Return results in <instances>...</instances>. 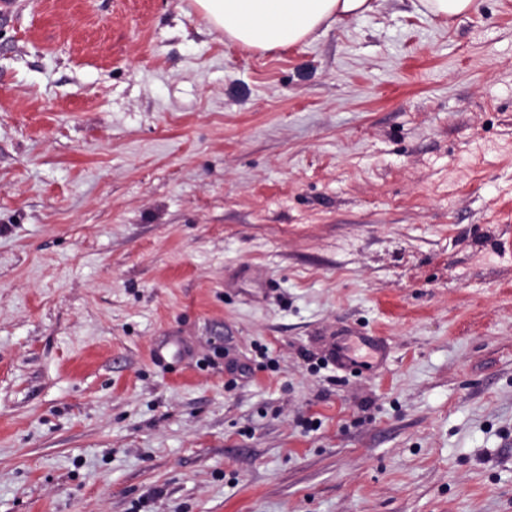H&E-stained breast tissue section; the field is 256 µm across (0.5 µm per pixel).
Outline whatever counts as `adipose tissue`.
Here are the masks:
<instances>
[{"instance_id": "ef3b65f1", "label": "adipose tissue", "mask_w": 512, "mask_h": 512, "mask_svg": "<svg viewBox=\"0 0 512 512\" xmlns=\"http://www.w3.org/2000/svg\"><path fill=\"white\" fill-rule=\"evenodd\" d=\"M203 18L230 40L271 50L297 44L328 21L358 18L370 0H195Z\"/></svg>"}]
</instances>
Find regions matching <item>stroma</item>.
Segmentation results:
<instances>
[{
  "label": "stroma",
  "mask_w": 512,
  "mask_h": 512,
  "mask_svg": "<svg viewBox=\"0 0 512 512\" xmlns=\"http://www.w3.org/2000/svg\"><path fill=\"white\" fill-rule=\"evenodd\" d=\"M417 2L0 20V512H512V0ZM371 0H195L203 18L224 36L271 50L297 44L327 21L359 18ZM420 5L431 15L450 20L468 12L474 0H418Z\"/></svg>",
  "instance_id": "stroma-1"
}]
</instances>
